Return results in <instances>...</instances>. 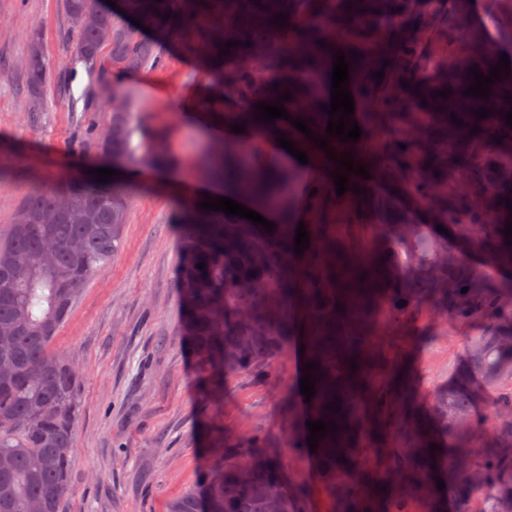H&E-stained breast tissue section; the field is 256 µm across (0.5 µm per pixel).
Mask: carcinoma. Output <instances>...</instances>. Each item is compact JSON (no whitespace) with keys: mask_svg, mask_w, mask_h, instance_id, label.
Returning <instances> with one entry per match:
<instances>
[{"mask_svg":"<svg viewBox=\"0 0 512 512\" xmlns=\"http://www.w3.org/2000/svg\"><path fill=\"white\" fill-rule=\"evenodd\" d=\"M115 2L114 9L99 0H67L77 56L94 64L100 32L109 30L112 69L133 72L160 64L161 44H175L193 55L214 83L200 100L202 107L222 114L224 99L230 98L243 119L272 135L278 129L288 140L305 135L281 118L272 124L255 119L252 105L260 99L274 104L289 92L291 99L281 105L291 118L304 119L312 130L327 124L329 113L321 107L331 100L336 46L357 41L370 60L350 75L349 86L356 89L355 105L368 115L381 156L378 178L395 190L393 206L416 211L426 198L448 191V138L474 126L480 132L464 141L465 162L474 175L489 176L483 191L512 193V147L507 146L512 127L505 122V112L512 109L505 99L512 97V74L490 86L486 102L494 105L497 117L490 128L474 115V97L463 96L473 75L457 76L446 50L438 53L437 72L426 90L399 95L418 48L412 41L402 44L407 67L377 79L379 0ZM280 12L289 14L286 24H269ZM167 13L173 17L163 18ZM133 17L155 39L143 38ZM229 40L242 45L220 55ZM248 40L251 45H244ZM253 50L262 53L261 72L237 62ZM285 62L301 81L273 91L269 73ZM25 71L31 90L39 93L49 72L36 41ZM445 88L452 90L447 98L436 95ZM413 114L426 128L418 144L378 138L380 126L394 127ZM453 115L464 124L453 123ZM134 134L126 110L113 112L104 137L112 157L132 159L142 149L151 162L164 165L162 146L135 145ZM497 137L504 145L495 143ZM430 154L438 161L429 167L422 157ZM252 168L250 156L239 150L235 176L244 188L251 186ZM313 189L309 186L302 199L309 248L300 256L294 253L295 224H277L269 233L222 211L185 207L180 303L202 389L217 395L223 393L226 375L262 374L299 341L305 347L303 362L318 363L311 372L316 394L308 404L309 420L337 426L319 439L323 448L317 458L335 512H409L407 505L420 494L428 500V512H448L450 489L454 512H469L474 493L482 495L484 512H512V449L497 448L474 463L466 452L483 426L466 386L439 394L422 416L409 407L402 351L376 341L387 319L411 322L425 302L436 314L456 320L497 318L512 311V280L483 288L460 261L449 267L440 263L436 255L448 249V239L430 224H378L366 249L352 225L336 223L347 202L326 189L312 195ZM129 198L127 183L115 179L71 181L34 192L10 236L0 242V512H60L76 452L78 372L53 341L86 281L118 251ZM439 219L453 225L466 245L490 243L496 265L512 268V245H506L503 234L512 223L511 211L487 213L456 199ZM471 359L473 371L489 382L512 377V336L477 339ZM34 363L42 366L37 378L28 373ZM336 400L340 411L326 409ZM432 444L438 450L430 451ZM365 452L372 454L371 467L362 464ZM213 453L200 487L174 500L169 512H273L279 500L282 512H306L303 496L289 487L281 462L263 449L261 437H252L245 453L238 448ZM438 478L444 481L442 490Z\"/></svg>","mask_w":512,"mask_h":512,"instance_id":"carcinoma-1","label":"carcinoma"}]
</instances>
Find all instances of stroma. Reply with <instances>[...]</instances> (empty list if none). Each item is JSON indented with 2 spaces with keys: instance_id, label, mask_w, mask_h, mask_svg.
Listing matches in <instances>:
<instances>
[{
  "instance_id": "stroma-1",
  "label": "stroma",
  "mask_w": 512,
  "mask_h": 512,
  "mask_svg": "<svg viewBox=\"0 0 512 512\" xmlns=\"http://www.w3.org/2000/svg\"><path fill=\"white\" fill-rule=\"evenodd\" d=\"M74 39L65 0H0V239L33 190L108 160L102 141L113 96L127 107L135 141L163 136L173 167L190 169L206 148L181 119L212 85L194 59L167 46L162 65L127 80L107 64L109 47L90 67L76 57ZM36 40L51 77L33 98L22 61ZM136 166L144 177L130 186L120 249L89 278L53 342L78 367L77 451L60 512H168L200 485L214 447L239 448L255 435L282 458L307 512H333L314 462L288 448L308 417L296 350L283 351L265 377L241 372L225 377L223 395L203 393L179 306L176 217L187 198L154 165ZM511 335L510 318L459 322L423 309L404 347L417 405L429 407L456 382L474 339Z\"/></svg>"
}]
</instances>
